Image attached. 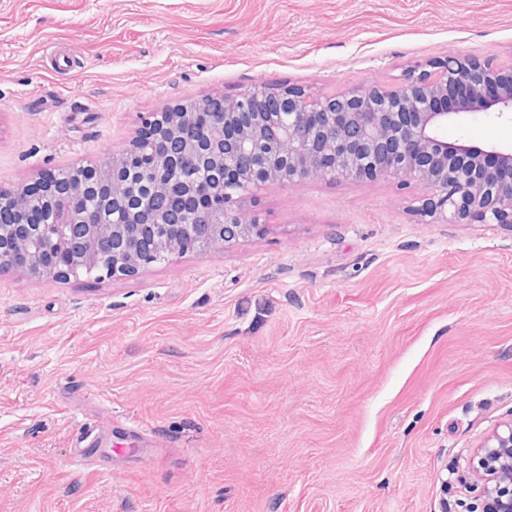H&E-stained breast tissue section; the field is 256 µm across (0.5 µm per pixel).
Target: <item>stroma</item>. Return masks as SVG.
<instances>
[{
	"mask_svg": "<svg viewBox=\"0 0 512 512\" xmlns=\"http://www.w3.org/2000/svg\"><path fill=\"white\" fill-rule=\"evenodd\" d=\"M452 53L512 67V0H0V189L102 163L151 112L318 96ZM443 135L512 147L478 113ZM397 179L268 183L261 235L119 279L0 272V512H471L512 417V228ZM153 446L81 465L87 432Z\"/></svg>",
	"mask_w": 512,
	"mask_h": 512,
	"instance_id": "1",
	"label": "stroma"
}]
</instances>
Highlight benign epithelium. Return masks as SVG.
<instances>
[{
	"instance_id": "7a95c632",
	"label": "benign epithelium",
	"mask_w": 512,
	"mask_h": 512,
	"mask_svg": "<svg viewBox=\"0 0 512 512\" xmlns=\"http://www.w3.org/2000/svg\"><path fill=\"white\" fill-rule=\"evenodd\" d=\"M435 73L410 75L405 84L389 90L375 82L336 95V108L326 98L314 97L287 86L272 91L248 90L235 97H207L215 103L224 124L239 129L238 153L249 155L269 141L264 113L250 111L263 96L294 105L288 123L274 139L275 162L259 173L233 169L232 190L206 182L195 185L198 210L208 223L196 224V215L171 235V227L155 220L140 223V214L127 224L81 223L71 210L57 224H43L30 232L29 224H0V271L68 279L85 270L98 279L130 276L139 269L175 254L206 253L260 234L257 224L234 211V196L266 182L336 178L372 180L392 176L406 185L423 187L428 197L422 214L456 224H505L512 227V149L499 150L449 141L441 130L478 112L501 118L512 115V67L503 70L489 62L450 55L434 63ZM464 92L458 103L440 107L448 89ZM198 103L181 104L145 119L129 148L105 161L94 177L112 176L143 143L160 134L171 135L190 120ZM196 144L188 143L177 155H158L150 172L153 188L181 190V171L195 161ZM34 200L22 189L0 196V208L25 207ZM81 226L85 248L69 257L68 231ZM53 249L62 262L48 267L43 252ZM461 489L476 494L480 512H512V418L497 424L470 457L468 475L459 478Z\"/></svg>"
}]
</instances>
